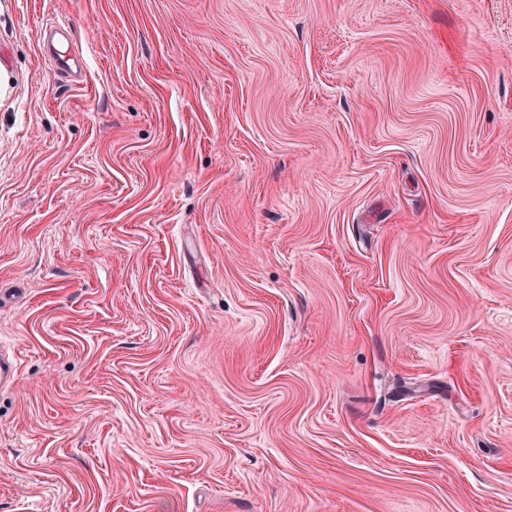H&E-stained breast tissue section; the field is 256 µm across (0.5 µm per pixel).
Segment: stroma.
<instances>
[{
    "instance_id": "35a3bbf8",
    "label": "stroma",
    "mask_w": 512,
    "mask_h": 512,
    "mask_svg": "<svg viewBox=\"0 0 512 512\" xmlns=\"http://www.w3.org/2000/svg\"><path fill=\"white\" fill-rule=\"evenodd\" d=\"M0 344V512H512V0H0ZM19 369V361L16 354L5 349L1 345L0 351V385L9 386L16 380Z\"/></svg>"
}]
</instances>
